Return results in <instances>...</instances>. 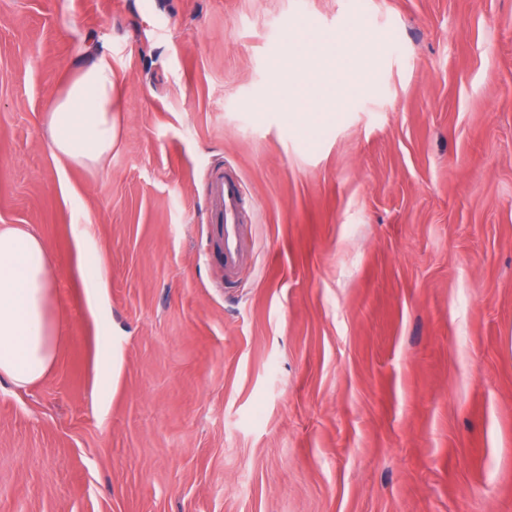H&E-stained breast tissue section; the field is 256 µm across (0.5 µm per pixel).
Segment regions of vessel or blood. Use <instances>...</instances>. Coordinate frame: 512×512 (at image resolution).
<instances>
[{"label":"vessel or blood","instance_id":"b4317fda","mask_svg":"<svg viewBox=\"0 0 512 512\" xmlns=\"http://www.w3.org/2000/svg\"><path fill=\"white\" fill-rule=\"evenodd\" d=\"M210 221L219 227L224 257V277L233 279L242 263L241 237L243 216L253 203L243 190L240 180L215 171L210 176Z\"/></svg>","mask_w":512,"mask_h":512}]
</instances>
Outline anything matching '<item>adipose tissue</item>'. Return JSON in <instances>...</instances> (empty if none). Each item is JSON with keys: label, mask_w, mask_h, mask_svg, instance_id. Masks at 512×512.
<instances>
[{"label": "adipose tissue", "mask_w": 512, "mask_h": 512, "mask_svg": "<svg viewBox=\"0 0 512 512\" xmlns=\"http://www.w3.org/2000/svg\"><path fill=\"white\" fill-rule=\"evenodd\" d=\"M297 56L346 69L363 45L338 37L300 38ZM112 67L99 59L82 68L48 114L51 146L79 165L101 162L112 150ZM50 257L32 231L0 225V380L25 387L43 378L56 362L58 334L47 316L51 294Z\"/></svg>", "instance_id": "1"}]
</instances>
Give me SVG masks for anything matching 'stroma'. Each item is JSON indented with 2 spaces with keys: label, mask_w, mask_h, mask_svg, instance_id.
<instances>
[{
  "label": "stroma",
  "mask_w": 512,
  "mask_h": 512,
  "mask_svg": "<svg viewBox=\"0 0 512 512\" xmlns=\"http://www.w3.org/2000/svg\"><path fill=\"white\" fill-rule=\"evenodd\" d=\"M310 33L372 47L318 119L280 105L327 79ZM100 56L115 141L78 166L45 120ZM1 224L60 334L0 382V512H512V0H0ZM210 221L219 224L224 257V279L232 280L242 263L241 237L243 216L253 209L252 201L243 190L240 180L217 170L210 176Z\"/></svg>",
  "instance_id": "stroma-1"
}]
</instances>
